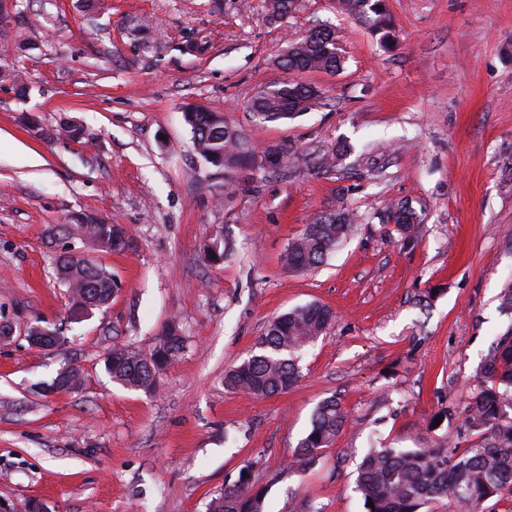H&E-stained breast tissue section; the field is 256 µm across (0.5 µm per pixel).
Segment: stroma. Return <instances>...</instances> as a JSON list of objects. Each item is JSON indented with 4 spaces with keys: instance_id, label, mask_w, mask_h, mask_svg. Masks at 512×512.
<instances>
[{
    "instance_id": "obj_1",
    "label": "stroma",
    "mask_w": 512,
    "mask_h": 512,
    "mask_svg": "<svg viewBox=\"0 0 512 512\" xmlns=\"http://www.w3.org/2000/svg\"><path fill=\"white\" fill-rule=\"evenodd\" d=\"M0 20V315L18 328L0 344V503L27 512H206L250 467L266 512H364V448H420L441 404L462 402L495 336L512 326L499 294L512 283V0H388L383 42L336 0H303L268 24L259 0H13ZM332 27L337 74H300L321 96L292 119L249 112L289 80L290 42ZM204 38V53L187 44ZM223 113L254 155L272 143L352 151L337 176L254 178L195 153L183 109ZM76 121L89 140L38 138ZM406 201L422 224L407 244L373 211ZM346 207L357 232L314 271L284 253L322 212ZM87 212L127 228L132 252L70 236ZM224 236L223 265L204 253ZM121 283L105 307L69 315L54 276L62 251ZM431 294L419 311L417 296ZM311 303L334 319L303 355L286 393L257 399L224 386V370L257 350L275 316ZM178 320L187 347L148 394L114 383L112 347L149 351ZM61 329L60 350L23 328ZM67 366L82 385L42 391ZM336 397L347 425L305 471L288 461L316 406Z\"/></svg>"
}]
</instances>
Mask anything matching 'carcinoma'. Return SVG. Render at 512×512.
I'll use <instances>...</instances> for the list:
<instances>
[{"label":"carcinoma","mask_w":512,"mask_h":512,"mask_svg":"<svg viewBox=\"0 0 512 512\" xmlns=\"http://www.w3.org/2000/svg\"><path fill=\"white\" fill-rule=\"evenodd\" d=\"M337 3L340 11L364 18L383 40L391 39L394 25L386 0ZM299 7L300 0H260L259 4L269 23L283 21ZM331 33L325 27L292 43L279 65L288 71L339 72L344 57L330 43ZM317 98L316 86L286 81L258 92L249 108L265 122H278L299 114ZM184 119L192 133L194 150L207 163L218 168L226 163H254L260 178L270 173L286 175L302 165L330 175L344 155V149L336 146L323 152L300 153L275 143L265 148L257 162L248 140L224 119V114L188 106ZM29 125L40 136H63L73 142L86 139L84 128L76 122H63L46 130L31 118ZM378 219L395 225L403 241L417 240L418 216L411 206L397 202L386 207ZM68 229L105 250L135 248L134 238L121 225L84 212L69 217ZM354 231L355 216L347 208L325 212L289 242L285 261L293 269L311 270ZM205 255L213 265L223 263L229 255L224 238L211 239ZM55 272L70 292L73 318L107 305L120 288L108 270L66 251L56 258ZM332 319V310L317 303L276 317L258 342V352L225 372V387L261 399L288 391L300 378L299 359L304 350L326 331ZM184 348L180 323L172 320L152 350L144 353L128 346L114 347L103 358L104 368L112 381L152 393L158 387L159 374ZM475 378L455 438L428 448L365 449L356 482L365 512H431V504L443 500L460 512H486L488 501L512 495V326L492 343ZM345 422L335 398L320 402L289 465L305 470L316 461L319 450L334 442ZM250 474L248 470L225 483L212 496L207 512H264V489L254 484Z\"/></svg>","instance_id":"obj_1"}]
</instances>
